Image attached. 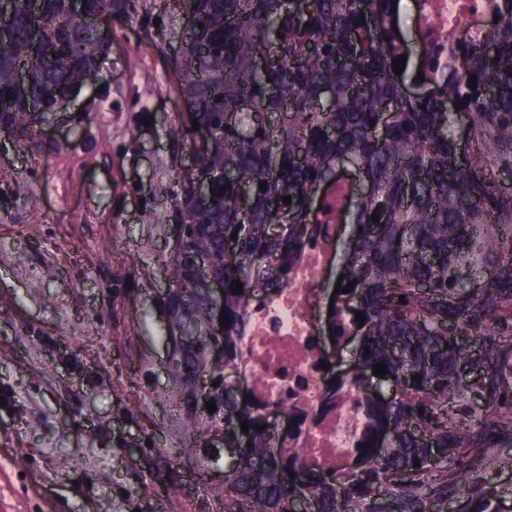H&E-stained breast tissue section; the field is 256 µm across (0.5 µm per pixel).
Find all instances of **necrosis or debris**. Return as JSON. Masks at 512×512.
<instances>
[{
    "instance_id": "necrosis-or-debris-1",
    "label": "necrosis or debris",
    "mask_w": 512,
    "mask_h": 512,
    "mask_svg": "<svg viewBox=\"0 0 512 512\" xmlns=\"http://www.w3.org/2000/svg\"><path fill=\"white\" fill-rule=\"evenodd\" d=\"M501 2L410 0L411 40L422 58L423 79L436 81L449 50L484 32ZM355 192L349 176L338 178L317 223L308 227L287 283L272 297L251 302L241 338L238 370L252 403L287 420L281 444L299 449L310 467L348 466L371 430L363 385L353 378L334 383L332 352L321 338L323 282L336 264Z\"/></svg>"
}]
</instances>
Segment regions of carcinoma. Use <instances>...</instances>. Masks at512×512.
Returning <instances> with one entry per match:
<instances>
[{"instance_id":"1","label":"carcinoma","mask_w":512,"mask_h":512,"mask_svg":"<svg viewBox=\"0 0 512 512\" xmlns=\"http://www.w3.org/2000/svg\"><path fill=\"white\" fill-rule=\"evenodd\" d=\"M77 2L15 0L11 35L0 43V130L21 144L76 90L98 85L108 46L75 16ZM83 6L124 19L136 0ZM400 7L191 0L194 22L170 59L186 105L176 136L195 158L171 175L173 219L183 228L180 249L208 256L211 269L198 275L171 254L159 334L180 363L174 401L203 438L219 435L231 450L227 512L241 501L247 512H295L304 491L317 512H374L376 500L392 512H436L454 498L468 512H499L496 491L458 464L467 453L495 468L500 458L490 449L512 445V364L500 357L512 341V193L486 174L512 169V0L482 36L457 47L461 65L447 80L419 92L410 90V74L420 57L407 44ZM194 120L213 129L211 140L194 141ZM462 121L471 145L464 157L455 131ZM348 166L372 191L349 211L343 279L324 335L346 341L340 316L362 312L354 375L387 393L368 400L372 433L356 457L360 469L309 468L297 449L270 447L266 415L242 399L228 372L237 370L246 299L287 283L302 226L316 223L326 190ZM212 278L224 281L221 304ZM218 308L221 361L210 342L188 335L207 329ZM377 363L388 370L382 379L373 375ZM200 380L212 384L211 414L194 401Z\"/></svg>"}]
</instances>
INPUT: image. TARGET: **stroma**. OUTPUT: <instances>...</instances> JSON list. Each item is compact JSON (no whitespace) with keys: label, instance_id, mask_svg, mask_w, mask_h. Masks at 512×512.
Returning <instances> with one entry per match:
<instances>
[{"label":"stroma","instance_id":"1","mask_svg":"<svg viewBox=\"0 0 512 512\" xmlns=\"http://www.w3.org/2000/svg\"><path fill=\"white\" fill-rule=\"evenodd\" d=\"M137 7L104 23L100 92L34 143L0 136V512H224V450L197 443L157 333L183 15Z\"/></svg>","mask_w":512,"mask_h":512}]
</instances>
